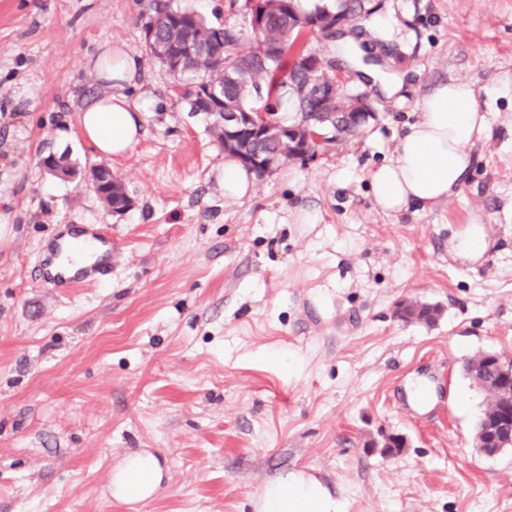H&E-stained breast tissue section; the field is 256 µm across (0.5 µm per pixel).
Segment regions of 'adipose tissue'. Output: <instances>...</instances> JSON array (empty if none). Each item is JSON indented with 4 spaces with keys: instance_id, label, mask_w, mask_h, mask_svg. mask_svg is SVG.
Masks as SVG:
<instances>
[{
    "instance_id": "ef3b65f1",
    "label": "adipose tissue",
    "mask_w": 512,
    "mask_h": 512,
    "mask_svg": "<svg viewBox=\"0 0 512 512\" xmlns=\"http://www.w3.org/2000/svg\"><path fill=\"white\" fill-rule=\"evenodd\" d=\"M140 60L112 46L98 54L94 70L104 91L81 108L78 129L97 152L124 156L141 138V115L151 101L134 102L124 93L134 85ZM490 120L477 105L472 83L450 80L424 98L420 119L399 137L394 155L370 175L375 203L398 215L416 206L448 199L460 187L470 167V147L486 137ZM118 488L129 502L149 498L161 482L152 454L133 458L116 474ZM260 512H340V505L316 479L299 471L280 473L270 481Z\"/></svg>"
}]
</instances>
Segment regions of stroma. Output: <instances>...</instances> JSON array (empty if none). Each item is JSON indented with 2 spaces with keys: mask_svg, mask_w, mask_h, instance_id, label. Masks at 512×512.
<instances>
[{
  "mask_svg": "<svg viewBox=\"0 0 512 512\" xmlns=\"http://www.w3.org/2000/svg\"><path fill=\"white\" fill-rule=\"evenodd\" d=\"M143 0H0V512H258L285 470L319 480L342 512H512V447L477 452L486 395L462 365L512 362V0H375L361 41L400 79L387 96L359 67L369 128L224 197L209 120L141 52ZM141 57L131 99L145 133L105 160L77 130L102 91L104 46ZM471 82L490 113L469 178L447 201L384 214L370 172L424 97ZM50 151L109 163L133 199L47 175ZM318 214L314 224L300 211ZM487 225L474 264L449 241ZM72 224L112 233L106 281L53 288L40 259ZM441 307L430 325L400 302ZM430 388L417 405L407 387ZM407 441L395 456L383 435ZM153 454L162 486L109 496L117 465Z\"/></svg>",
  "mask_w": 512,
  "mask_h": 512,
  "instance_id": "obj_1",
  "label": "stroma"
}]
</instances>
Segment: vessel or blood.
I'll use <instances>...</instances> for the list:
<instances>
[{
    "label": "vessel or blood",
    "mask_w": 512,
    "mask_h": 512,
    "mask_svg": "<svg viewBox=\"0 0 512 512\" xmlns=\"http://www.w3.org/2000/svg\"><path fill=\"white\" fill-rule=\"evenodd\" d=\"M112 264V240L99 227L85 224L71 239H58L42 259L43 274L56 287L97 279Z\"/></svg>",
    "instance_id": "1"
}]
</instances>
